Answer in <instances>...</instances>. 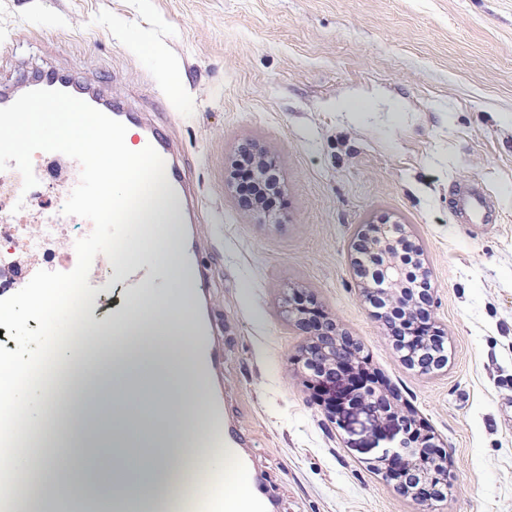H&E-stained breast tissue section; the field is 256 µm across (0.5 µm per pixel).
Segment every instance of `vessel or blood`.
<instances>
[{"mask_svg": "<svg viewBox=\"0 0 512 512\" xmlns=\"http://www.w3.org/2000/svg\"><path fill=\"white\" fill-rule=\"evenodd\" d=\"M26 88L30 91L55 89L65 92L122 122L126 127L136 129L140 142L152 146L165 162L167 188L184 202L179 213L180 221L188 225L196 223L197 214L190 201L191 188L187 179L189 164L174 149L165 128L146 120L139 113L129 111L121 99L104 95L91 81L76 74H63L60 81L52 83L47 73L42 72L28 77ZM454 211L457 216L474 224L483 225L493 221V211L486 193L478 183L472 181L458 185ZM179 259L187 271V278L181 283L180 290L190 298L193 360L198 374L212 381L214 388L210 402L202 410L205 429L192 437L193 447L201 449L202 454L182 463V478L164 492L159 502L160 512H224V482L234 478L247 479L256 487L254 494L242 499L234 512H275V499L263 491V479L252 469L248 439L224 428L222 393L215 385L224 353L213 339V323L207 299L208 272L199 261L194 232H187L179 250ZM33 274V269L28 265L1 262L0 299L8 298L23 288ZM113 274L121 278L127 300L131 303L138 299L142 285L164 278L160 263L151 259L138 263L119 262L114 265ZM126 326L124 309H117L112 316L113 354L125 356L129 353L131 338ZM94 344V337L88 336L86 328L81 326L72 327L63 341L64 347L74 350L77 362H83L86 369H110L111 360L93 353ZM75 372L74 365L55 360L40 380L54 403L67 405L72 413L80 410L79 402L69 391L70 380ZM53 423L50 417L36 423L22 419L11 447L12 453H19L24 448L44 447ZM217 455L226 459L223 468H216L212 463L213 457ZM30 494V489L20 483L16 473L0 471V512H18L20 504Z\"/></svg>", "mask_w": 512, "mask_h": 512, "instance_id": "1", "label": "vessel or blood"}]
</instances>
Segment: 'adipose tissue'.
<instances>
[{"instance_id":"obj_1","label":"adipose tissue","mask_w":512,"mask_h":512,"mask_svg":"<svg viewBox=\"0 0 512 512\" xmlns=\"http://www.w3.org/2000/svg\"><path fill=\"white\" fill-rule=\"evenodd\" d=\"M139 205L129 215V253L168 262L179 249L178 201L151 191ZM186 302L175 292L158 298L152 287H145L129 309L134 341L129 362L72 380L86 406L69 420L64 454H44L36 461L25 455L10 459V466L38 490L24 512H109L108 489L114 480H125L132 497L141 501L176 480L180 463L193 454L179 441L201 431L198 414L207 398L206 382L189 358ZM146 391L151 394L147 400L142 397ZM110 397L126 412L127 434L120 438L100 411Z\"/></svg>"}]
</instances>
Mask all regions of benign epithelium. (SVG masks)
<instances>
[{
    "instance_id": "1",
    "label": "benign epithelium",
    "mask_w": 512,
    "mask_h": 512,
    "mask_svg": "<svg viewBox=\"0 0 512 512\" xmlns=\"http://www.w3.org/2000/svg\"><path fill=\"white\" fill-rule=\"evenodd\" d=\"M278 162L253 147H243L234 161L230 178L234 186H254L248 200L239 205L258 213L270 214L282 194ZM355 271L362 295L372 291L377 278L387 285L386 308L374 311L388 336L396 341L418 342L416 349L403 356L406 363L422 372L440 370L447 364L444 341L430 313L431 288H409L410 257L421 258L419 246L404 226L387 218L361 225L353 244ZM287 315L306 337V343L293 358L301 367L315 402L333 419L350 410L366 409L379 426L402 424L406 437L402 451L385 459L383 477L402 495L431 508L448 490V466L434 442V436L419 426H410L409 415L399 406L400 393L385 384L378 373L359 362L361 344L341 330L336 320L311 294L294 289L286 297Z\"/></svg>"
}]
</instances>
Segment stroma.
<instances>
[{"label": "stroma", "mask_w": 512, "mask_h": 512, "mask_svg": "<svg viewBox=\"0 0 512 512\" xmlns=\"http://www.w3.org/2000/svg\"><path fill=\"white\" fill-rule=\"evenodd\" d=\"M76 72L166 125L191 167L200 260L224 343L227 420L251 439L279 512H422L376 466L404 437L351 411L329 419L293 357L285 313L312 293L429 426L448 458L433 512H512V0H0V84ZM179 93H171V77ZM280 166L273 216L238 209L242 144ZM479 182L499 213L459 219L450 190ZM0 260L63 258L93 227L46 235L69 196L39 179ZM404 224L430 272L448 363L405 366L364 303L351 241Z\"/></svg>", "instance_id": "stroma-1"}]
</instances>
